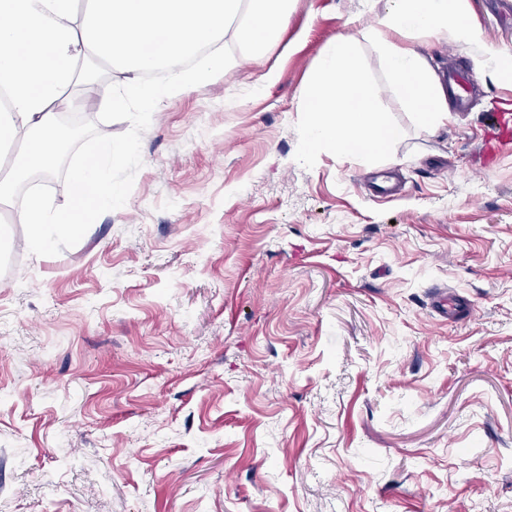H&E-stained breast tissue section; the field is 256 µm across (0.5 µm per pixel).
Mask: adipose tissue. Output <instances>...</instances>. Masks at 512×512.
I'll return each mask as SVG.
<instances>
[{
	"instance_id": "obj_1",
	"label": "adipose tissue",
	"mask_w": 512,
	"mask_h": 512,
	"mask_svg": "<svg viewBox=\"0 0 512 512\" xmlns=\"http://www.w3.org/2000/svg\"><path fill=\"white\" fill-rule=\"evenodd\" d=\"M383 28L366 37L384 60L391 86L402 93L422 123L436 130L448 112V97L431 67L392 34L406 30L450 33L477 49L481 71L508 68L512 56L483 49L480 29L464 21L450 0H387ZM288 0H0V155L9 170L0 177V204L17 198L35 172H49L58 150L56 116L84 111L95 100L117 112L161 111L168 98L200 87L233 60L231 42L261 57L286 18ZM96 54L120 68L121 87L100 84L89 97L69 95L78 62ZM165 66L162 82H145L147 71ZM308 149L364 156L382 152L399 136L384 120L378 91L361 72L353 40H337L323 55L309 89ZM121 151L103 143L72 174L71 202L56 211L37 191L21 198L12 223L24 225L33 247L45 251L56 233L74 229L102 201L122 190L103 176Z\"/></svg>"
}]
</instances>
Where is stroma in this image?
Wrapping results in <instances>:
<instances>
[{"mask_svg":"<svg viewBox=\"0 0 512 512\" xmlns=\"http://www.w3.org/2000/svg\"><path fill=\"white\" fill-rule=\"evenodd\" d=\"M462 7L512 55V0ZM385 14L292 0L262 58L229 45L140 120L82 112L46 197L109 140L125 201L0 249V512H512V145L478 152L512 78L398 36L476 75L427 131L363 37ZM342 37L400 132L369 158L305 143Z\"/></svg>","mask_w":512,"mask_h":512,"instance_id":"stroma-1","label":"stroma"}]
</instances>
